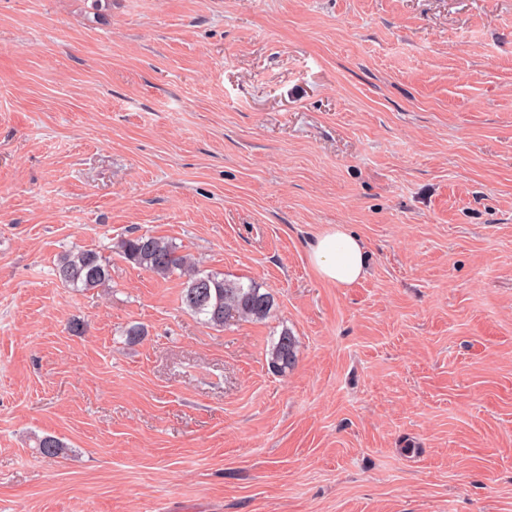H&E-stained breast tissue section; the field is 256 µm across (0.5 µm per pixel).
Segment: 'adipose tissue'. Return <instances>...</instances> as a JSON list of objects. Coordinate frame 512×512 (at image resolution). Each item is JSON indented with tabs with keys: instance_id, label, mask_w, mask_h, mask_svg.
Masks as SVG:
<instances>
[{
	"instance_id": "obj_1",
	"label": "adipose tissue",
	"mask_w": 512,
	"mask_h": 512,
	"mask_svg": "<svg viewBox=\"0 0 512 512\" xmlns=\"http://www.w3.org/2000/svg\"><path fill=\"white\" fill-rule=\"evenodd\" d=\"M309 259L322 280L339 288L362 280L369 269L364 241L339 224L327 227L315 237Z\"/></svg>"
}]
</instances>
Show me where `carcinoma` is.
Masks as SVG:
<instances>
[{
  "mask_svg": "<svg viewBox=\"0 0 512 512\" xmlns=\"http://www.w3.org/2000/svg\"><path fill=\"white\" fill-rule=\"evenodd\" d=\"M117 249L128 263L139 269L164 279L173 275L184 279L182 304L209 325L222 327L232 320L261 321L274 309V296L260 283L244 284L227 279L222 273L202 270L187 256L178 253L171 242L148 232L121 239ZM54 272L61 283L71 288H96L109 277L107 259L91 249L61 255ZM295 348L294 337L288 330H283L268 351L270 370L284 373L292 367ZM37 448L49 458L66 450L62 441L50 435L38 439Z\"/></svg>",
  "mask_w": 512,
  "mask_h": 512,
  "instance_id": "obj_1",
  "label": "carcinoma"
}]
</instances>
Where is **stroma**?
<instances>
[{
    "label": "stroma",
    "instance_id": "1",
    "mask_svg": "<svg viewBox=\"0 0 512 512\" xmlns=\"http://www.w3.org/2000/svg\"><path fill=\"white\" fill-rule=\"evenodd\" d=\"M145 231L273 313L205 324ZM0 512H512V0H0ZM310 263L327 283L347 288L368 273L366 245L342 224L327 227L310 244ZM54 272L62 284L71 288H96L109 277L107 259L91 249L69 251L61 255ZM296 342L291 333L285 329L268 351V366L276 373H284L293 366L296 357Z\"/></svg>",
    "mask_w": 512,
    "mask_h": 512
}]
</instances>
